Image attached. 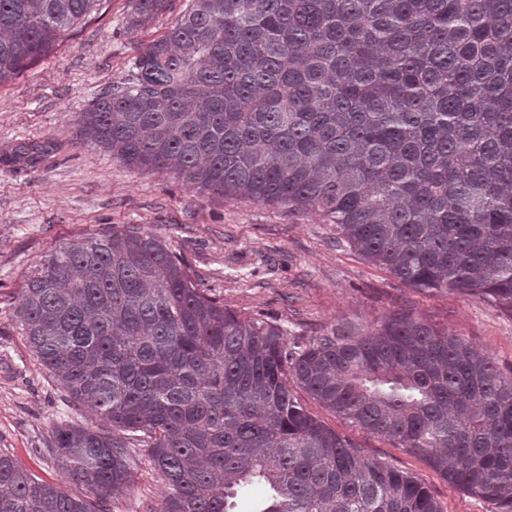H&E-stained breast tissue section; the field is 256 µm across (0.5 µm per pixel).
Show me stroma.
<instances>
[{"label":"stroma","mask_w":512,"mask_h":512,"mask_svg":"<svg viewBox=\"0 0 512 512\" xmlns=\"http://www.w3.org/2000/svg\"><path fill=\"white\" fill-rule=\"evenodd\" d=\"M133 0H101L78 31L46 57L0 86V450L39 480L83 495L45 452L53 423L93 424L30 352L17 317L28 274L51 252L92 234L129 225L161 237L208 294L241 317L274 323L287 342H305L330 328H367L409 314L465 338L512 371V315L482 298L424 293L337 244L319 213L291 212L186 186L172 175L129 168L79 132L76 117L98 91L125 77L139 47L161 36L185 7L169 9L144 29L126 27ZM48 144L36 164H12L22 146ZM298 401L364 454L411 473L442 512H495L489 502L451 485L427 461L385 437L352 427L302 389ZM162 484L150 465L134 475L132 492L111 512H154Z\"/></svg>","instance_id":"obj_1"}]
</instances>
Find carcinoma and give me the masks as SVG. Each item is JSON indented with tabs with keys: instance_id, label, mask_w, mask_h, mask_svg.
I'll return each instance as SVG.
<instances>
[{
	"instance_id": "cac0c4a2",
	"label": "carcinoma",
	"mask_w": 512,
	"mask_h": 512,
	"mask_svg": "<svg viewBox=\"0 0 512 512\" xmlns=\"http://www.w3.org/2000/svg\"><path fill=\"white\" fill-rule=\"evenodd\" d=\"M169 0H134L130 29ZM99 0H0V85ZM124 164L290 211L418 291L512 314V0H189L77 116ZM28 347L109 428L53 424L48 455L87 495L0 451V512H110L148 463L155 512H441L298 402L425 458L512 512V375L409 315L288 347L198 287L136 227L58 248L21 288Z\"/></svg>"
}]
</instances>
